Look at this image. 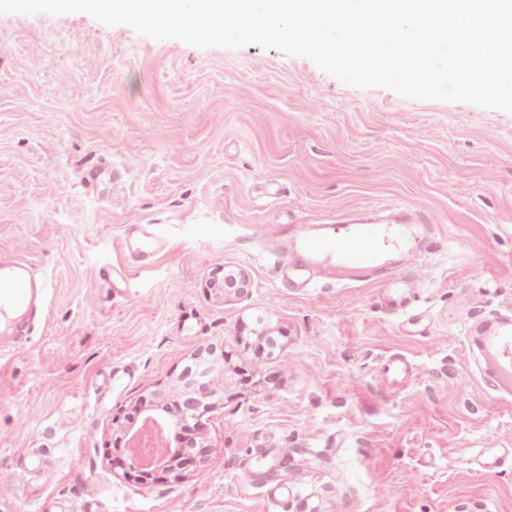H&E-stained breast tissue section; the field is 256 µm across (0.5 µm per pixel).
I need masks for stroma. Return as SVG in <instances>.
<instances>
[{"label": "stroma", "instance_id": "1", "mask_svg": "<svg viewBox=\"0 0 512 512\" xmlns=\"http://www.w3.org/2000/svg\"><path fill=\"white\" fill-rule=\"evenodd\" d=\"M395 203L436 226L406 314L374 281L290 285L255 236ZM145 230L163 248L139 261L124 243ZM0 250L50 283L27 350L0 354V512H512V401L485 392L468 331L512 309V113L0 14ZM210 344L228 360L206 463L125 471L130 410ZM412 374L409 363L398 355L389 356L381 368L383 381L393 389L403 387L412 377Z\"/></svg>", "mask_w": 512, "mask_h": 512}]
</instances>
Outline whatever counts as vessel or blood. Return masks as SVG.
<instances>
[{"instance_id":"1","label":"vessel or blood","mask_w":512,"mask_h":512,"mask_svg":"<svg viewBox=\"0 0 512 512\" xmlns=\"http://www.w3.org/2000/svg\"><path fill=\"white\" fill-rule=\"evenodd\" d=\"M433 234V225L407 210L395 222L297 224L289 229L278 251L292 278L308 281L326 274L350 282L376 280L389 291L393 307L402 309L412 290L401 274L429 253ZM48 288L46 279L26 260L0 257V342L6 350L18 353L25 349ZM471 330L477 335L480 358L476 366L484 382L499 398H511L512 310L476 319ZM381 375L388 387L397 389L409 381L412 369L403 357L392 355L385 360Z\"/></svg>"}]
</instances>
